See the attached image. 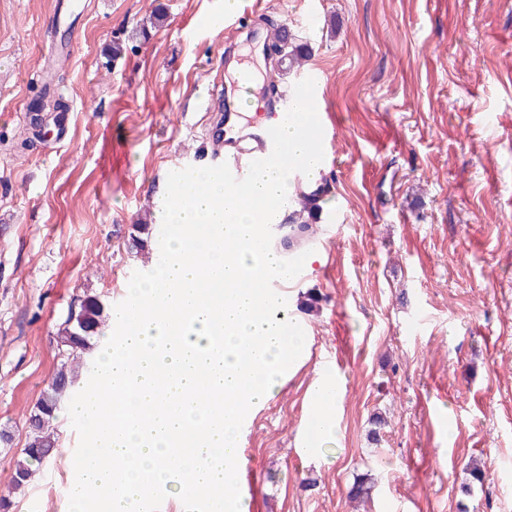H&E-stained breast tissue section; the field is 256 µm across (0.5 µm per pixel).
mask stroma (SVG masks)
I'll list each match as a JSON object with an SVG mask.
<instances>
[{"label": "stroma", "mask_w": 512, "mask_h": 512, "mask_svg": "<svg viewBox=\"0 0 512 512\" xmlns=\"http://www.w3.org/2000/svg\"><path fill=\"white\" fill-rule=\"evenodd\" d=\"M223 9L0 0V491L70 307L90 293L113 308L151 271L159 242L131 250L133 225L161 228L171 169L208 162L226 55L285 24L311 44L304 68L336 117L323 180L336 223L317 224L316 260L287 291L306 352L240 432L249 512H488L492 488L512 512V0H238L200 27ZM325 365L340 434L306 455ZM77 444L62 417L11 512H68ZM363 475L373 490L356 508Z\"/></svg>", "instance_id": "1"}]
</instances>
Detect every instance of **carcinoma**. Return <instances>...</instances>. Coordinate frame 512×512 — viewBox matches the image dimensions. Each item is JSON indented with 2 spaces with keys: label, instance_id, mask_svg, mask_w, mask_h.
I'll use <instances>...</instances> for the list:
<instances>
[{
  "label": "carcinoma",
  "instance_id": "carcinoma-1",
  "mask_svg": "<svg viewBox=\"0 0 512 512\" xmlns=\"http://www.w3.org/2000/svg\"><path fill=\"white\" fill-rule=\"evenodd\" d=\"M273 45L279 54L292 60L293 66L300 68L310 51L306 42H301L288 27L275 29ZM288 229L282 239L283 246L293 248L311 240V225L317 223L320 214L319 198H307L303 193L288 203ZM152 235L149 224L133 225L131 249L143 251L147 248V238ZM105 306L94 294H84L72 305L57 341V356L60 364L54 377L48 382L36 403L30 424L22 459L15 466L10 488L18 490L35 479L37 470L33 465H42L54 448L58 433V421L65 398L79 381V373L86 364V357L92 354L95 341L102 335L105 326ZM372 485L367 478L354 481L348 496L354 499L371 497Z\"/></svg>",
  "mask_w": 512,
  "mask_h": 512
}]
</instances>
